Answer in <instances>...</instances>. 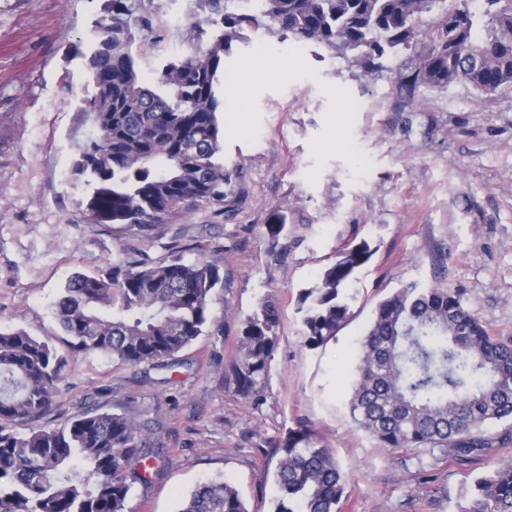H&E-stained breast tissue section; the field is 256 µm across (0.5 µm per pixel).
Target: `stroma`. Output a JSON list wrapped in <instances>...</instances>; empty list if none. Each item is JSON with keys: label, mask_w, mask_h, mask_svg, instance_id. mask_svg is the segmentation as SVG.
I'll return each mask as SVG.
<instances>
[{"label": "stroma", "mask_w": 512, "mask_h": 512, "mask_svg": "<svg viewBox=\"0 0 512 512\" xmlns=\"http://www.w3.org/2000/svg\"><path fill=\"white\" fill-rule=\"evenodd\" d=\"M104 0H0V330L21 328L68 352L53 306L74 274H106L135 259L219 254L224 287L204 333L179 367L129 366L69 354L55 417L125 412L148 423L162 452L135 483L127 512H178L197 485L223 481L248 512H271V439L305 421L350 483L342 512H458L475 479L512 447L462 467L438 449L390 450L354 424L347 381L378 302L415 283L458 290L494 336H512V86L484 94L401 83L438 16L417 21L413 47L365 73L349 50L296 48L276 28L246 29L226 60L240 75L224 107L244 116L224 129L236 170L223 216L199 208L145 235L86 215L89 191L70 170L96 136L81 112L90 88L83 55ZM163 35L137 40L144 74L188 49L196 0H142ZM286 224L278 240L273 214ZM371 258L348 289L351 317L317 348L301 337V296L351 241ZM280 318L258 395H240L232 365L243 323L262 302Z\"/></svg>", "instance_id": "35a3bbf8"}]
</instances>
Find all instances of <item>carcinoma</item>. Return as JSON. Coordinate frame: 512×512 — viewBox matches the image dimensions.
<instances>
[{"label": "carcinoma", "mask_w": 512, "mask_h": 512, "mask_svg": "<svg viewBox=\"0 0 512 512\" xmlns=\"http://www.w3.org/2000/svg\"><path fill=\"white\" fill-rule=\"evenodd\" d=\"M236 0H199L187 54L166 61L153 82L133 51L153 16L135 0H108L85 55L92 85L81 110L98 135L79 146L71 176L91 189L90 219L143 234L200 206L224 213L232 171L224 164L225 58L243 31L267 21L284 37L357 53L368 72L387 52L410 48L416 20L442 0H260L254 13ZM419 53L406 87L443 89L464 81L482 93L512 85V0H454ZM370 257L350 243L307 291L305 345L336 336L350 316L342 290ZM224 287L218 258L126 261L104 275L78 274L55 302L73 352L123 364L170 367L210 327L213 294ZM279 326L266 302L249 316L232 366L251 394L268 370ZM68 367L50 340L0 332V512H125L133 483L159 457L152 429L127 413L87 411L51 417ZM356 425L391 449L442 448L460 466L512 445V339L490 335L452 288L410 284L380 301L361 340L349 399ZM502 423L498 431L492 426ZM280 496L272 512H342L348 478L333 449L305 424L273 445ZM178 512H248L224 482L197 486ZM460 512H512V462L477 479Z\"/></svg>", "instance_id": "obj_1"}]
</instances>
